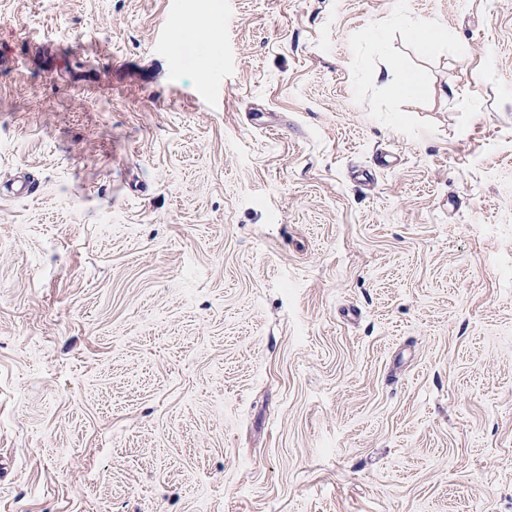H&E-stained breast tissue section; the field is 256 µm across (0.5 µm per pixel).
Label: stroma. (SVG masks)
I'll list each match as a JSON object with an SVG mask.
<instances>
[{
  "label": "stroma",
  "mask_w": 512,
  "mask_h": 512,
  "mask_svg": "<svg viewBox=\"0 0 512 512\" xmlns=\"http://www.w3.org/2000/svg\"><path fill=\"white\" fill-rule=\"evenodd\" d=\"M212 5L0 0V512H512V0ZM386 84L391 85L400 95L414 99L420 95V77L402 69L387 71Z\"/></svg>",
  "instance_id": "1"
}]
</instances>
